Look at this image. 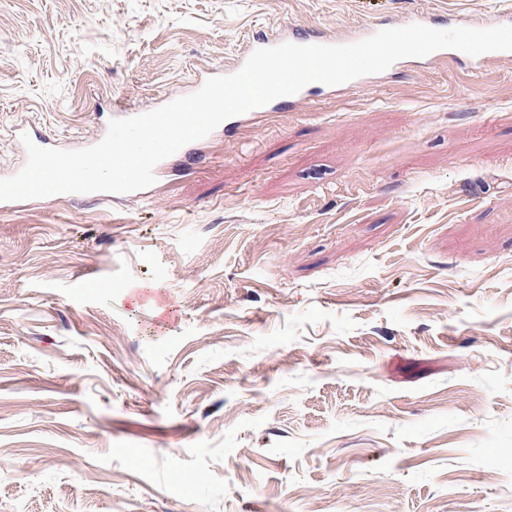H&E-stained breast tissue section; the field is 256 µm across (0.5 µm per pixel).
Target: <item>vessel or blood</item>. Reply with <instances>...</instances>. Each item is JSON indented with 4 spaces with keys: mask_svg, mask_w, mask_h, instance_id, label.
Listing matches in <instances>:
<instances>
[{
    "mask_svg": "<svg viewBox=\"0 0 512 512\" xmlns=\"http://www.w3.org/2000/svg\"><path fill=\"white\" fill-rule=\"evenodd\" d=\"M286 42L301 45H329L332 44L333 39L332 37L323 35L315 30L292 28L289 29L287 33L275 37H270L264 34L255 35L251 40L249 47L250 49L255 50L263 47L276 46ZM460 57V51L442 49L422 58H405L399 60L389 67L387 71L362 76L340 85L327 86L321 83H311L296 94L277 98L264 106L255 108L244 114L231 117L223 122L222 127L224 130L228 131L243 126L245 123L257 118H276L286 111L292 110L295 105L304 101L311 102L324 97L355 94L363 91L368 86L389 79L391 76L397 75L400 72L407 71L410 73H416L423 68L430 66L432 63L447 61L453 63L459 60Z\"/></svg>",
    "mask_w": 512,
    "mask_h": 512,
    "instance_id": "1",
    "label": "vessel or blood"
}]
</instances>
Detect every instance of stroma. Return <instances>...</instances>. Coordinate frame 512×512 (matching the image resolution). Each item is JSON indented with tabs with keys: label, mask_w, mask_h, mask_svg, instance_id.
<instances>
[{
	"label": "stroma",
	"mask_w": 512,
	"mask_h": 512,
	"mask_svg": "<svg viewBox=\"0 0 512 512\" xmlns=\"http://www.w3.org/2000/svg\"><path fill=\"white\" fill-rule=\"evenodd\" d=\"M512 0H0L17 130L85 148L290 25ZM0 512H512V58L0 203Z\"/></svg>",
	"instance_id": "35a3bbf8"
}]
</instances>
